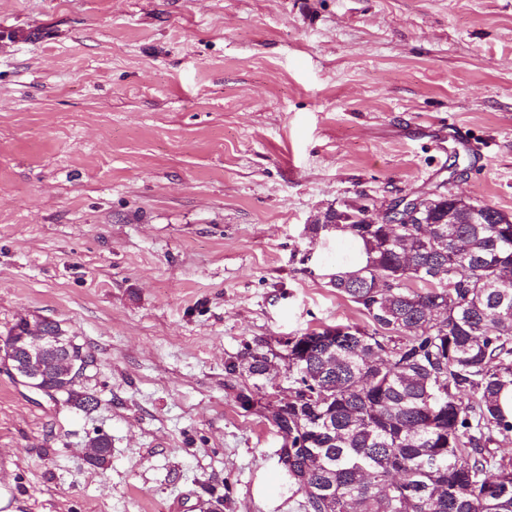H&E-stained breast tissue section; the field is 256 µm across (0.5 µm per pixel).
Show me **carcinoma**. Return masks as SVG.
Instances as JSON below:
<instances>
[{"label": "carcinoma", "instance_id": "obj_1", "mask_svg": "<svg viewBox=\"0 0 512 512\" xmlns=\"http://www.w3.org/2000/svg\"><path fill=\"white\" fill-rule=\"evenodd\" d=\"M484 223L453 195L416 224L336 231L363 241L366 264L330 286L368 327L325 326L288 341V408L269 419L288 436L279 458L307 512H512V221ZM269 357L247 360L250 377ZM72 408L94 411L82 383L47 373ZM102 465L112 442L89 439Z\"/></svg>", "mask_w": 512, "mask_h": 512}]
</instances>
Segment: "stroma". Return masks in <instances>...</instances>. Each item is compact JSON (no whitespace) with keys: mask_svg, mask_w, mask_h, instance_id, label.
Returning <instances> with one entry per match:
<instances>
[{"mask_svg":"<svg viewBox=\"0 0 512 512\" xmlns=\"http://www.w3.org/2000/svg\"><path fill=\"white\" fill-rule=\"evenodd\" d=\"M436 190L512 214V0H0V341L58 323L100 401L0 366L6 512H305L244 366L367 323L317 215ZM47 383L51 384L52 387L56 388V394H59L63 398V401L70 405L72 408L81 411L83 413L93 412L98 407V401L93 404L90 401V396L87 389L82 383H75L73 381H65L57 379L56 376L50 371L47 373Z\"/></svg>","mask_w":512,"mask_h":512,"instance_id":"obj_1","label":"stroma"}]
</instances>
